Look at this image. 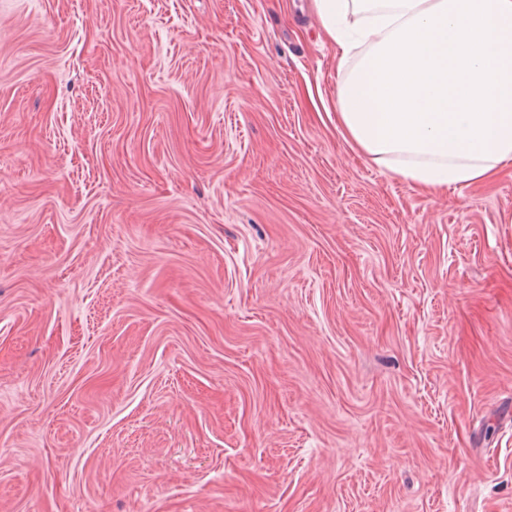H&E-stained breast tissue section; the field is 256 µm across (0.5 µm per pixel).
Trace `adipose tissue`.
<instances>
[{"label": "adipose tissue", "mask_w": 512, "mask_h": 512, "mask_svg": "<svg viewBox=\"0 0 512 512\" xmlns=\"http://www.w3.org/2000/svg\"><path fill=\"white\" fill-rule=\"evenodd\" d=\"M346 73L336 127L435 195L512 164V0H312Z\"/></svg>", "instance_id": "adipose-tissue-1"}]
</instances>
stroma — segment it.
Segmentation results:
<instances>
[{
  "label": "stroma",
  "instance_id": "stroma-1",
  "mask_svg": "<svg viewBox=\"0 0 512 512\" xmlns=\"http://www.w3.org/2000/svg\"><path fill=\"white\" fill-rule=\"evenodd\" d=\"M306 0H0V512H512V167L336 128Z\"/></svg>",
  "mask_w": 512,
  "mask_h": 512
}]
</instances>
